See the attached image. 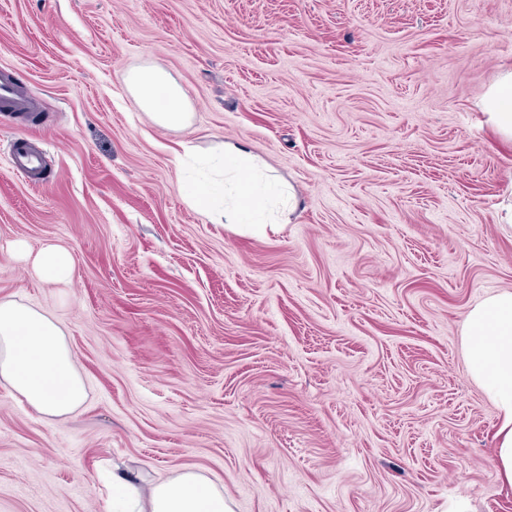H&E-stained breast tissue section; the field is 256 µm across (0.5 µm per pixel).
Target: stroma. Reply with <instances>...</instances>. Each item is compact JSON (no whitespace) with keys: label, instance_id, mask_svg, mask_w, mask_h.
<instances>
[{"label":"stroma","instance_id":"35a3bbf8","mask_svg":"<svg viewBox=\"0 0 512 512\" xmlns=\"http://www.w3.org/2000/svg\"><path fill=\"white\" fill-rule=\"evenodd\" d=\"M151 63L189 127L128 92ZM0 68L40 103L0 122V298L53 314L88 388L47 422L0 384V512H106L102 471L184 466L230 512H512L460 336L512 291L484 109L512 0H0ZM227 142L296 188L278 233L187 203L176 155ZM17 241L68 248L74 281ZM125 85L156 125L172 130L190 125L187 96L164 67L154 64L134 69L127 73ZM12 167L20 176L32 180L39 174L38 155L29 145L19 142L12 152Z\"/></svg>","mask_w":512,"mask_h":512}]
</instances>
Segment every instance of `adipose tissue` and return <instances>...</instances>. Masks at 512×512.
Listing matches in <instances>:
<instances>
[{"instance_id":"ef3b65f1","label":"adipose tissue","mask_w":512,"mask_h":512,"mask_svg":"<svg viewBox=\"0 0 512 512\" xmlns=\"http://www.w3.org/2000/svg\"><path fill=\"white\" fill-rule=\"evenodd\" d=\"M125 85L138 105L165 129L190 125L187 96L162 66L127 73ZM485 107L497 136L512 145V72L489 92ZM179 165L191 168L189 202L211 223L249 226L257 233L277 231L297 208L293 188L270 178L259 158L227 143L208 155L185 154ZM32 268L47 285L75 278L71 252L58 244L42 247ZM466 368L499 416L494 465L500 481L512 486V291L497 292L472 306L463 324ZM0 381L52 421L77 409L87 387L58 321L49 312L12 299H0ZM107 512H230L224 489L200 471L185 467L167 479L144 485L113 473Z\"/></svg>"}]
</instances>
